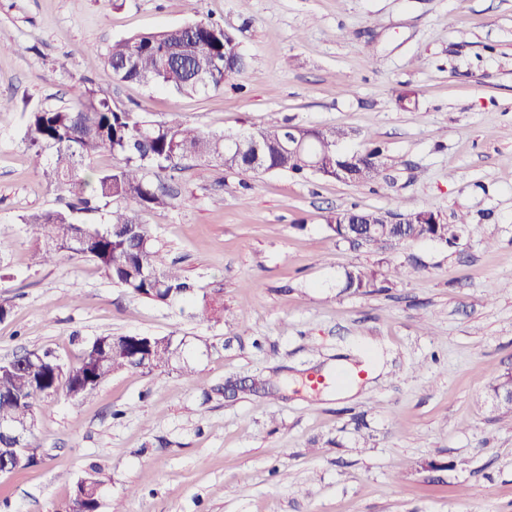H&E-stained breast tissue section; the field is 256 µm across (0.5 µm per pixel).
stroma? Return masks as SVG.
Returning a JSON list of instances; mask_svg holds the SVG:
<instances>
[{
    "label": "stroma",
    "mask_w": 512,
    "mask_h": 512,
    "mask_svg": "<svg viewBox=\"0 0 512 512\" xmlns=\"http://www.w3.org/2000/svg\"><path fill=\"white\" fill-rule=\"evenodd\" d=\"M252 67L175 95L109 79L113 40L190 21L183 0H0V362L77 363L105 335L169 336L184 368L114 373L86 401L38 403L30 464L0 474V512H55L97 469L100 512H512V0H199ZM158 121L238 134L341 126L384 147L380 184L241 174L191 162L144 213L168 262L217 293L200 323L135 297L81 257L38 267L22 216L63 208L25 115L85 87ZM426 209L470 223L453 247L352 245L341 209ZM410 276L344 290L355 266ZM348 370L337 371L338 360ZM334 378L312 391L315 377Z\"/></svg>",
    "instance_id": "1"
}]
</instances>
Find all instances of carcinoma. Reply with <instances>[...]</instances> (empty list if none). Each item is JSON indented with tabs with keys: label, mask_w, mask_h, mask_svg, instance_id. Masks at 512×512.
<instances>
[{
	"label": "carcinoma",
	"mask_w": 512,
	"mask_h": 512,
	"mask_svg": "<svg viewBox=\"0 0 512 512\" xmlns=\"http://www.w3.org/2000/svg\"><path fill=\"white\" fill-rule=\"evenodd\" d=\"M191 30H186V27ZM188 26L141 32L115 40L107 48L104 67L116 80L152 84L176 94H200L224 89L229 77L246 71L250 58L239 48L234 33L218 22L195 19ZM263 144L267 168L305 175V157L288 151V124L258 127L240 135L237 150L225 154L226 135L204 131L179 121H152L134 112L117 111L97 91L86 89L83 98L68 108L40 107L27 116L28 147L36 166L59 189L71 194L65 210L37 211L23 218L32 240V259L38 265L57 264L80 255L97 264L112 283L139 298L177 304L195 301L193 317L202 323L218 320L224 306L208 293H198L177 263L161 260L156 240L141 223L143 211L172 206L161 177L181 169L187 161L216 162L229 170L258 172L254 141ZM107 151L119 164L107 171L92 167L94 156ZM382 145L362 153L322 158L325 173L350 157L359 165V185L381 179ZM101 213V222L86 224L80 214ZM376 210L346 209L327 217L336 238L348 241L374 231L381 241L434 239L426 224H379ZM407 275L398 266L384 269L354 267L344 273V288L354 292L373 288ZM178 346L168 336H98L84 349L75 366H57L37 357L13 367H0V422L15 421L28 432L21 437L0 435V458L19 448L34 447L35 404L59 393L83 401L112 373L139 369L147 374L172 366ZM102 481L96 472L78 478L73 497L89 512L101 507Z\"/></svg>",
	"instance_id": "cac0c4a2"
}]
</instances>
